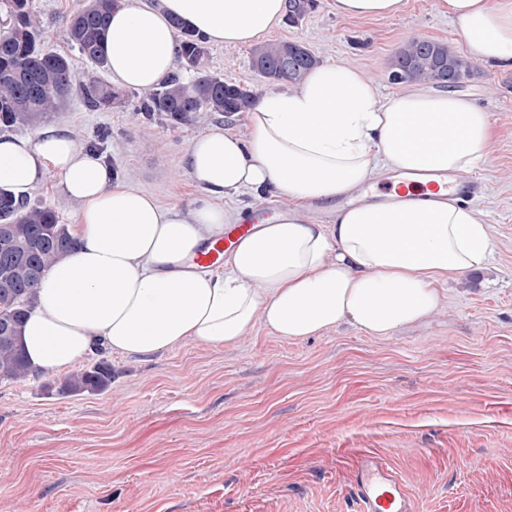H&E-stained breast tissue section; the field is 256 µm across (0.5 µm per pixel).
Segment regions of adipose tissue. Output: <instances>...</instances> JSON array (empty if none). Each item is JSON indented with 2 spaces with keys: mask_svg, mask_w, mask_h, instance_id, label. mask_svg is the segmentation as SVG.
I'll return each instance as SVG.
<instances>
[{
  "mask_svg": "<svg viewBox=\"0 0 512 512\" xmlns=\"http://www.w3.org/2000/svg\"><path fill=\"white\" fill-rule=\"evenodd\" d=\"M437 6L475 61L512 70V0ZM284 12L285 0H125L106 31L108 70L146 89L174 69L172 19L234 47ZM244 121L246 136L213 128L192 141L186 173L203 194L185 208L160 206L57 128L0 136V188L27 191L52 169L77 205L75 246L44 275L21 330L31 371L70 373L99 346L128 358L231 346L259 322L289 342L344 321L385 339L434 315L441 285L487 267L491 225L475 206L429 191L352 203L331 224L307 215L382 169L451 174L483 162L494 126L466 96L384 97L359 70L331 61L255 97ZM270 190L288 208L256 225L221 269L196 270L193 256L230 220L217 199Z\"/></svg>",
  "mask_w": 512,
  "mask_h": 512,
  "instance_id": "adipose-tissue-1",
  "label": "adipose tissue"
}]
</instances>
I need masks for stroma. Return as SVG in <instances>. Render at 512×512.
Segmentation results:
<instances>
[{
	"label": "stroma",
	"instance_id": "obj_1",
	"mask_svg": "<svg viewBox=\"0 0 512 512\" xmlns=\"http://www.w3.org/2000/svg\"><path fill=\"white\" fill-rule=\"evenodd\" d=\"M83 0H33L46 46L76 77L94 71L68 39ZM467 48L436 0L402 14L346 18L319 0L263 41L305 44L353 65L382 95L403 91L392 62L408 39ZM211 74L254 93L270 85L247 46L209 48ZM460 94L489 112L496 138L473 168L495 229L492 264L445 287L426 322L377 339L342 323L298 342L256 325L221 350L188 344L112 366L101 392H62L63 376L0 379V512H354L356 468L383 458L415 512H512V71L473 63ZM93 109L72 91L40 127L65 130L123 181L165 207L200 194L186 173L191 140L241 114L198 112L183 125L139 112L141 90Z\"/></svg>",
	"mask_w": 512,
	"mask_h": 512
}]
</instances>
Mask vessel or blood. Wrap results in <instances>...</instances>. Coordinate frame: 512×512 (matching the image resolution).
I'll list each match as a JSON object with an SVG mask.
<instances>
[{"label": "vessel or blood", "instance_id": "obj_1", "mask_svg": "<svg viewBox=\"0 0 512 512\" xmlns=\"http://www.w3.org/2000/svg\"><path fill=\"white\" fill-rule=\"evenodd\" d=\"M448 184L453 188V197L462 202L484 190L483 182L477 178L452 177ZM249 230L246 224L226 228L223 237L199 251L196 264L205 268L221 266ZM354 494L359 512H414L413 501L401 479L386 462L372 456L364 457L359 464Z\"/></svg>", "mask_w": 512, "mask_h": 512}]
</instances>
